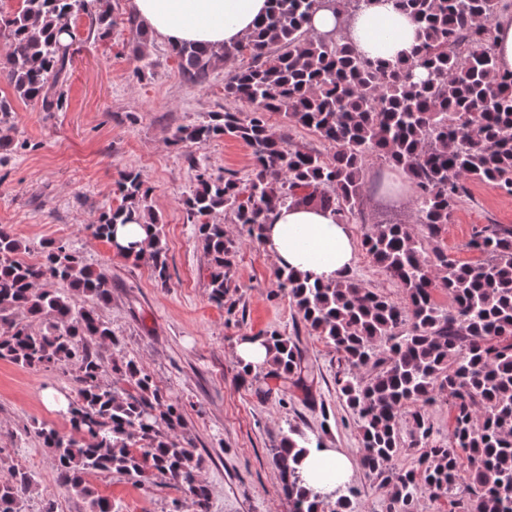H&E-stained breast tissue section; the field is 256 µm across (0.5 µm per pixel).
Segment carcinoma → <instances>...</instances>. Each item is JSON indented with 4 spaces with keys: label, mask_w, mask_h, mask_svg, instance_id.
<instances>
[{
    "label": "carcinoma",
    "mask_w": 512,
    "mask_h": 512,
    "mask_svg": "<svg viewBox=\"0 0 512 512\" xmlns=\"http://www.w3.org/2000/svg\"><path fill=\"white\" fill-rule=\"evenodd\" d=\"M240 44L214 47L186 43L171 47L186 80L207 82L213 69L247 55L250 64L232 71L224 95L250 104L249 115L217 113L207 123L181 127L176 146L229 136L252 149L253 169L245 179L196 174L186 201L198 240L208 257L211 298L232 312L236 287L233 240L224 225L205 218L231 212L235 223L260 239L269 213L278 206L312 204L338 219L360 204L363 170L376 155L403 170L416 189L418 236L409 224H378L364 233L362 247L403 293L396 301L346 277L310 284L292 270L275 272L306 326L336 351V384L357 415L363 465L389 487L383 512H416L424 493L456 496L458 512H512V225L486 224L467 247L485 255L458 264L433 246L448 224L467 182H489L512 195V72L497 70L491 48L493 22L512 7L506 0H395L420 25V44L408 61L373 60L336 31L315 32L312 15L328 9L345 18L366 0H271ZM89 20L103 35L114 25L109 0H21L0 14L7 50L0 76L15 98L35 101L44 112L66 102L72 21ZM129 30L146 46L151 32L136 17ZM319 134L334 148L328 158L292 146L270 130L266 114ZM121 203L90 225L109 239V225L137 213L151 233L145 253L157 283L170 280L158 215L149 205L152 188L128 170L117 181ZM22 243L0 225V357L32 369L63 364L74 371L76 395L68 406L71 433L40 428L53 450L61 481L89 499L90 512H112V502L86 485L85 474L107 471L137 482L158 472L182 476L181 490L193 512H206L209 490L199 479L203 460L177 434L179 403L165 397L152 376L129 360L113 365L127 382H101V365L90 343L116 344L97 307L111 296L112 281L90 269L69 244L58 242L40 263L17 258ZM52 281L65 290L41 284ZM448 289L453 303L435 302V287ZM24 314L25 319L17 318ZM46 320L34 332L26 320ZM268 373L302 379L301 349L288 338L264 337ZM443 398L453 411L448 439L432 441L426 406ZM411 424L409 440L401 422ZM321 443L294 438L288 429L275 452L290 512H325L327 503L302 486L298 465ZM426 448L410 468L394 461L404 447ZM34 479L15 469L0 481V512H23ZM352 489H338L330 512H352Z\"/></svg>",
    "instance_id": "obj_1"
}]
</instances>
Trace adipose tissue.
Masks as SVG:
<instances>
[{"instance_id": "adipose-tissue-1", "label": "adipose tissue", "mask_w": 512, "mask_h": 512, "mask_svg": "<svg viewBox=\"0 0 512 512\" xmlns=\"http://www.w3.org/2000/svg\"><path fill=\"white\" fill-rule=\"evenodd\" d=\"M268 0H133L142 23L168 44L183 42L214 46L245 40ZM318 32L343 29L361 51L394 60L411 55L418 44V26L396 11L391 0H372L350 23L329 10L311 19ZM261 242L277 266L308 276L310 282L330 283L347 276L356 256L348 225L329 211L305 206L281 207L269 217ZM355 463L333 448L312 450L301 465L304 484L323 498L349 484Z\"/></svg>"}]
</instances>
